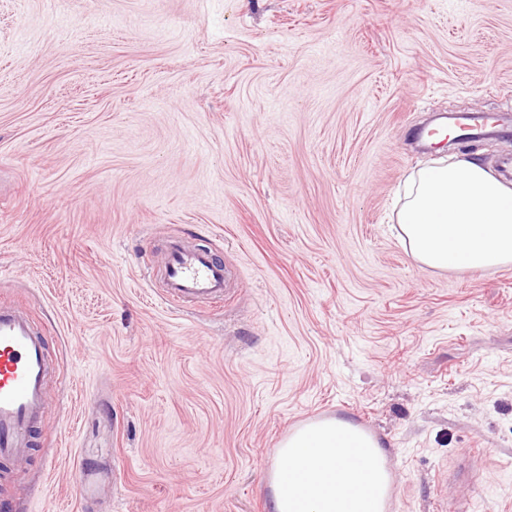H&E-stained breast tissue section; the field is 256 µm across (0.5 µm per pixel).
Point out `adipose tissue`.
<instances>
[{
  "label": "adipose tissue",
  "mask_w": 512,
  "mask_h": 512,
  "mask_svg": "<svg viewBox=\"0 0 512 512\" xmlns=\"http://www.w3.org/2000/svg\"><path fill=\"white\" fill-rule=\"evenodd\" d=\"M397 222L424 266L512 263V184L467 156L439 158L411 174ZM392 485L376 436L341 418L314 420L282 441L273 512H384Z\"/></svg>",
  "instance_id": "obj_1"
}]
</instances>
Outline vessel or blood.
Masks as SVG:
<instances>
[{"instance_id": "1", "label": "vessel or blood", "mask_w": 512, "mask_h": 512, "mask_svg": "<svg viewBox=\"0 0 512 512\" xmlns=\"http://www.w3.org/2000/svg\"><path fill=\"white\" fill-rule=\"evenodd\" d=\"M460 138L495 132L493 116L470 114L455 119ZM167 299L218 302L228 286V271L205 249L172 244L165 255ZM51 367L46 342L32 319L18 308L0 303V460L27 456L33 430L49 404L47 376Z\"/></svg>"}]
</instances>
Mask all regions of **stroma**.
Listing matches in <instances>:
<instances>
[{"mask_svg": "<svg viewBox=\"0 0 512 512\" xmlns=\"http://www.w3.org/2000/svg\"><path fill=\"white\" fill-rule=\"evenodd\" d=\"M448 112L512 119V0H0V300L53 364L0 512H270L335 417L393 512H512V263L393 228ZM175 240L223 304L166 301Z\"/></svg>", "mask_w": 512, "mask_h": 512, "instance_id": "obj_1", "label": "stroma"}]
</instances>
